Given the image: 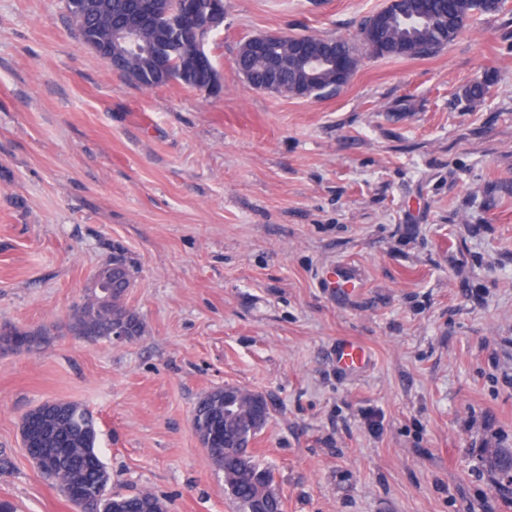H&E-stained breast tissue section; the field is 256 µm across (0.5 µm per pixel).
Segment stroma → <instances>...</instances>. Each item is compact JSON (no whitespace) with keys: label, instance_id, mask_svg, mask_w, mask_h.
<instances>
[{"label":"stroma","instance_id":"obj_1","mask_svg":"<svg viewBox=\"0 0 512 512\" xmlns=\"http://www.w3.org/2000/svg\"><path fill=\"white\" fill-rule=\"evenodd\" d=\"M385 4L224 0L207 96L117 76L65 0H0V326L53 330L0 356V501L72 512L20 424L74 401L114 490L236 512L192 421L229 384L269 400L253 448L284 512H512L487 469L512 456V0L322 99L234 65L261 33L360 42ZM116 247L145 331L80 339L69 315ZM338 363L346 368H357L366 362L364 349L352 341H346L338 345L336 349Z\"/></svg>","mask_w":512,"mask_h":512}]
</instances>
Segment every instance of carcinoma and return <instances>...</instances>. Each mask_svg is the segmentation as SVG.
Wrapping results in <instances>:
<instances>
[{"mask_svg": "<svg viewBox=\"0 0 512 512\" xmlns=\"http://www.w3.org/2000/svg\"><path fill=\"white\" fill-rule=\"evenodd\" d=\"M66 8L76 29L84 30L100 40L115 26L133 18L141 10L140 0H65ZM196 0H155L156 13L140 23L139 32L144 39L155 44L158 53L167 55L171 78L162 73H151L137 55L121 49L112 42V71L126 80L144 88H153L178 83L196 89L206 76L186 68L183 52L194 45L175 35L168 23V14L183 10L190 15L191 5ZM492 9L478 0H456L455 14L443 20L440 0H404L402 13L372 15L363 25L383 22L384 40L381 43L363 41L360 46L345 41L329 40L310 36L317 51L324 55L339 54L346 58L347 75H352L362 54L373 57H429L452 42L466 23L478 14H488ZM239 68L254 73L255 80L264 77L265 59L251 54L244 46L237 50ZM335 70L327 63L321 65L316 79L306 85L307 96L320 97L334 92ZM118 268L123 279L115 281L114 295H126L132 273L130 260L118 248L112 251V265L99 269L97 276L103 277ZM127 319L137 335H142L144 325L139 315L127 305H104L96 289L82 303L80 312L73 315L72 329L76 335L92 332L95 338L112 339V325ZM14 335L30 341L39 349L49 344L51 329L35 330L13 328ZM82 410V404L60 401L43 415V429L33 453V459L48 457L54 461L52 484L70 502L82 498L97 500L98 512H166L167 504L148 491L132 490L126 493L111 492L104 484L108 470L97 450L96 423L87 422L78 427L73 417ZM268 402H252V393L236 389L225 404L224 390L216 389L204 393L194 410L193 423L198 431L214 440H205V449L210 461L224 471V489L236 506L237 512H283V501L275 484L271 469L261 466L249 448L251 442L263 429L259 420H267Z\"/></svg>", "mask_w": 512, "mask_h": 512, "instance_id": "carcinoma-1", "label": "carcinoma"}]
</instances>
